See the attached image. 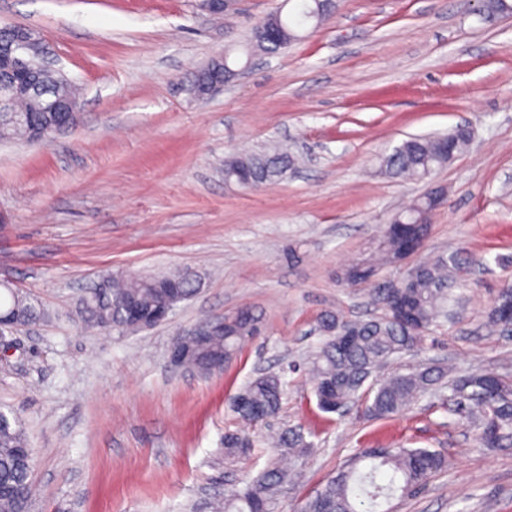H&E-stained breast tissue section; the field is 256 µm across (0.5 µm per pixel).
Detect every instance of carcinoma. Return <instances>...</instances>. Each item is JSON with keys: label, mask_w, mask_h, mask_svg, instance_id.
<instances>
[{"label": "carcinoma", "mask_w": 512, "mask_h": 512, "mask_svg": "<svg viewBox=\"0 0 512 512\" xmlns=\"http://www.w3.org/2000/svg\"><path fill=\"white\" fill-rule=\"evenodd\" d=\"M478 8L484 20L491 23L512 12V0H480ZM329 18L323 0H299L295 15L271 18L284 35L281 47L251 38L248 44L264 53L278 52L301 39V29L306 24L323 23ZM45 54L44 43L35 40L28 48L30 70L27 73L18 74L4 64L0 66V87L9 92L8 111H0V140L28 143L36 128L66 133V129L59 127V114L46 112L44 108L54 100L77 102L78 91L63 70L43 66ZM226 66H234L228 50L214 71L203 77L195 76L191 84L193 93L205 94L204 87L221 75ZM471 139L470 133L457 128L446 134L414 136L384 157L381 166L396 178L424 180L462 154ZM293 163V155L277 149L236 155L224 161V180L245 189H257L282 175ZM444 203V189L433 186L395 213L383 231L377 254L368 259L370 267L380 269L400 247L396 225H418L426 232L433 212ZM459 267L454 253L415 265L411 287L405 289L412 311L408 324L395 320L386 288L371 289L374 302L382 310L377 318L352 321L335 312L320 317L319 329L324 340L311 362L310 375L317 406L322 412L340 415L345 410L356 409L368 418L392 419L446 379L452 392L449 411L473 420L474 447L506 448L512 444L511 375L470 372L455 377L445 365H418L386 378L376 376L378 368L401 352L413 350L431 328L439 325L458 286ZM340 280L353 287L372 284L371 275L358 262L346 266ZM165 285L176 286L186 298L197 291L195 281L182 274L127 275L110 281L104 295L91 291L83 298V322L122 333L126 331L127 305L135 303L146 312L155 309L166 300ZM7 294L5 313L23 320H36L44 315L32 298L16 295L10 289ZM511 309L512 284L507 283L486 315L498 324ZM259 322L251 309L244 308L224 323V335L205 341L183 336L179 348L193 351L187 364L201 372L202 363L211 353L222 350L224 355L233 356L242 342L259 333ZM284 387L285 382L276 374L259 376L231 398L230 407L241 421L261 426L263 420L278 415ZM253 446V441L238 434L224 437L227 458L241 455ZM274 448L282 457L301 456L310 451L311 443L301 430L290 429L278 436ZM33 466L34 458L19 418L0 410V486L3 487L0 512L29 509ZM446 467V457L427 448H364L329 476L322 488L297 505L295 512H381L383 502L397 495H413L432 475ZM288 478L280 462H273L242 490L218 502L215 512H279L281 488Z\"/></svg>", "instance_id": "carcinoma-1"}]
</instances>
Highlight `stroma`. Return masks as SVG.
<instances>
[{
    "mask_svg": "<svg viewBox=\"0 0 512 512\" xmlns=\"http://www.w3.org/2000/svg\"><path fill=\"white\" fill-rule=\"evenodd\" d=\"M287 0H0V26L34 29L80 89L75 130L0 143V281L37 299L40 321L0 339V409L21 420L35 459L33 512H211L275 456L231 397L266 372L286 383L271 428L312 449L283 512L363 448L444 454L447 469L393 512H512V449L477 448L438 390L391 420L318 409L304 370L328 310L365 319V288L339 281L391 216L430 186L448 191L419 259L464 261L454 321L403 363L512 373V334L486 311L512 278V19L484 25L472 0H341L274 55L247 57L249 29ZM232 49L238 76L196 98L187 85ZM473 132L470 150L422 181L381 159L416 134ZM271 144L298 165L257 190L224 161ZM181 271L199 284L168 321L139 332L86 329L81 300L130 272ZM251 308L260 333L218 374L169 363L198 321ZM254 440L224 455V436Z\"/></svg>",
    "mask_w": 512,
    "mask_h": 512,
    "instance_id": "stroma-1",
    "label": "stroma"
}]
</instances>
